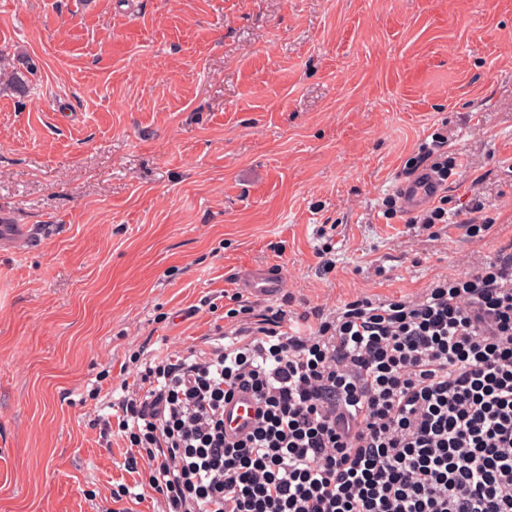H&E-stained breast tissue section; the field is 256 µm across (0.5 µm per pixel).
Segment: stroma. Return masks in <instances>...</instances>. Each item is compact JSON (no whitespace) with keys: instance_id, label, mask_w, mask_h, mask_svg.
I'll return each mask as SVG.
<instances>
[{"instance_id":"35a3bbf8","label":"stroma","mask_w":512,"mask_h":512,"mask_svg":"<svg viewBox=\"0 0 512 512\" xmlns=\"http://www.w3.org/2000/svg\"><path fill=\"white\" fill-rule=\"evenodd\" d=\"M0 512H131L155 493L104 448L127 372L257 309L411 295L512 239V0H0ZM439 240L395 182L433 134ZM491 230L470 241V210ZM330 230L333 269L316 251ZM0 234L12 238L21 244L38 245L44 237V229L28 224H1ZM284 287L285 276L283 272L266 267L249 270L242 281V288L258 297H273Z\"/></svg>"}]
</instances>
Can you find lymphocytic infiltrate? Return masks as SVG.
Instances as JSON below:
<instances>
[{"label":"lymphocytic infiltrate","instance_id":"lymphocytic-infiltrate-1","mask_svg":"<svg viewBox=\"0 0 512 512\" xmlns=\"http://www.w3.org/2000/svg\"><path fill=\"white\" fill-rule=\"evenodd\" d=\"M233 301L229 343L156 359L103 422L157 512H512V240L305 330ZM239 391L261 410L231 442Z\"/></svg>","mask_w":512,"mask_h":512}]
</instances>
